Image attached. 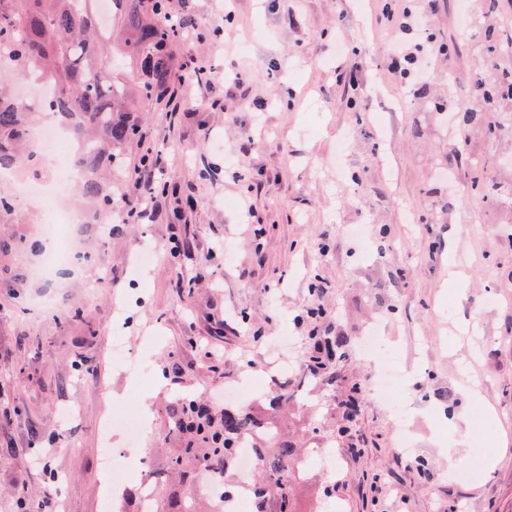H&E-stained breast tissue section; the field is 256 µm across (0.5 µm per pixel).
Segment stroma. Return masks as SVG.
Returning <instances> with one entry per match:
<instances>
[{
  "instance_id": "35a3bbf8",
  "label": "stroma",
  "mask_w": 512,
  "mask_h": 512,
  "mask_svg": "<svg viewBox=\"0 0 512 512\" xmlns=\"http://www.w3.org/2000/svg\"><path fill=\"white\" fill-rule=\"evenodd\" d=\"M494 4L432 0L430 31L456 63H437L403 99L384 79L389 33L369 0H177L196 35L172 45L174 69L202 58L216 77L178 86L183 106L166 98L137 114L145 137L125 148L115 180H135L152 152L149 218L76 225L91 260L72 276L32 280L33 252L6 259L0 512H16L19 492L39 505L50 490L63 512H112L101 457L126 435L103 431L105 414L149 405L141 444L162 461L167 401H223L270 375L283 340L299 358L291 390L309 387L304 357L315 337L336 335L350 340L339 368L362 389L359 411L333 440L344 387L298 407L308 460L292 480L296 512L328 500L345 512H512V204L484 199L471 162L512 183V136L452 138L433 110L484 60L478 42L455 37V15ZM340 41L352 55L337 57ZM232 71L247 82H222ZM449 166L453 188L440 176ZM243 197L252 217L235 207ZM377 323L412 375L414 460L366 381L361 338ZM118 336L139 377L115 363ZM479 412L495 442L481 475L463 478ZM331 445L343 458L334 475L317 456Z\"/></svg>"
}]
</instances>
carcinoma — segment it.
<instances>
[{"instance_id": "carcinoma-1", "label": "carcinoma", "mask_w": 512, "mask_h": 512, "mask_svg": "<svg viewBox=\"0 0 512 512\" xmlns=\"http://www.w3.org/2000/svg\"><path fill=\"white\" fill-rule=\"evenodd\" d=\"M97 0H0V59L23 79L35 75L53 85L49 113L93 151L80 192L100 212L115 205L112 171L122 164V149L142 137L130 118L132 96L144 107L171 90L173 40L179 35L171 0H111L108 21ZM35 112L0 85V171L28 157L24 130ZM15 208L0 190V224L14 223ZM347 339L335 336L319 345L326 357L345 356ZM295 394L288 381L274 386L266 411L210 406L193 395L168 403L161 442L177 444L167 458V473L183 479L207 463L224 478L243 441L262 462V475L250 491L262 512H296L291 492L295 467L305 462L297 443L284 432L279 412ZM153 512H197L195 502L170 494L155 500Z\"/></svg>"}]
</instances>
